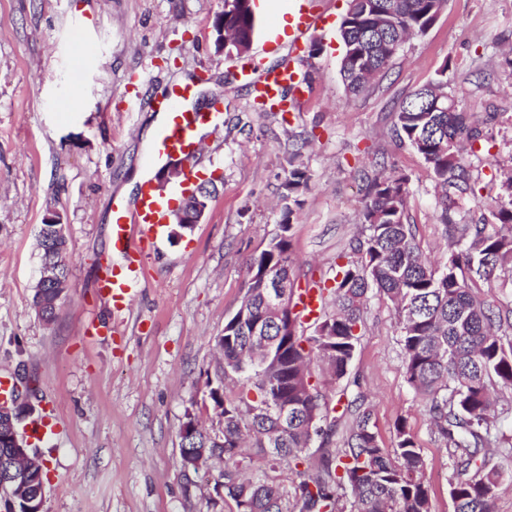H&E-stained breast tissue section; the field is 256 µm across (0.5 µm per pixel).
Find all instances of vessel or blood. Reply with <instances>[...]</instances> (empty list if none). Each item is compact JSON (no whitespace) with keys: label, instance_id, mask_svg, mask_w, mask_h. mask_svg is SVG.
I'll list each match as a JSON object with an SVG mask.
<instances>
[{"label":"vessel or blood","instance_id":"vessel-or-blood-1","mask_svg":"<svg viewBox=\"0 0 512 512\" xmlns=\"http://www.w3.org/2000/svg\"><path fill=\"white\" fill-rule=\"evenodd\" d=\"M246 84L253 100L270 112L298 111L307 95L290 63L248 73ZM194 96L192 84L175 83L163 95L148 101L149 108L164 115L148 161L150 170L163 169L175 158L181 159L185 168L169 197L159 196L153 181L148 180L143 183L135 206L113 200L111 245L113 253L122 256L123 261L104 267L97 278L98 292L113 312L127 309L143 273L145 256L158 241L159 227L167 223L174 202L201 176L196 165L200 129L224 123L221 111L190 109L188 103Z\"/></svg>","mask_w":512,"mask_h":512}]
</instances>
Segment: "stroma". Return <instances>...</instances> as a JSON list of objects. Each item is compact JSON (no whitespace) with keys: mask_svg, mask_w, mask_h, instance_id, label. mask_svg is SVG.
I'll use <instances>...</instances> for the list:
<instances>
[{"mask_svg":"<svg viewBox=\"0 0 512 512\" xmlns=\"http://www.w3.org/2000/svg\"><path fill=\"white\" fill-rule=\"evenodd\" d=\"M326 21L302 41L318 44L298 67L311 90L301 109L257 112L237 61L216 52L213 22L222 0H0V373L18 380L31 405L20 431L43 461V512H236L216 489L218 460L198 470L180 465L187 415L218 422L210 391L237 397L223 381L217 341L247 288V262L265 249L283 219L281 185L288 151L311 176L292 219L295 288L331 277L338 255L358 234L365 175L377 166L409 178V223L422 251L440 257L430 172L393 133L399 103L446 71L460 111L486 120L488 139L473 163L478 179L466 210H495L501 173L512 167V0H448L434 25L404 44L362 94L339 74L338 28L348 0H315ZM256 30L248 63L267 68L271 27L288 0H254ZM98 47L81 82H73V33ZM197 80L199 100L220 98L221 131L205 129L201 169L218 191L200 224L174 235L166 225L145 258V275L120 317L98 296L101 263H119L111 247L113 199L134 201L156 113L139 104ZM80 91L83 107L67 104ZM495 121H487L489 113ZM59 214L68 237L70 286L58 318L45 324L32 308L39 276L37 239L46 216ZM118 322L110 336H88V320ZM365 330L347 376L311 370L323 401L364 395L382 447L395 446L405 420L426 462L431 512H454L458 473L416 398L401 362L392 304L371 296ZM42 423L44 439L31 435Z\"/></svg>","mask_w":512,"mask_h":512,"instance_id":"1","label":"stroma"}]
</instances>
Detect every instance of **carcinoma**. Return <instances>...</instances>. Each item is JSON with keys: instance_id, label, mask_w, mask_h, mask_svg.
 <instances>
[{"instance_id": "carcinoma-1", "label": "carcinoma", "mask_w": 512, "mask_h": 512, "mask_svg": "<svg viewBox=\"0 0 512 512\" xmlns=\"http://www.w3.org/2000/svg\"><path fill=\"white\" fill-rule=\"evenodd\" d=\"M447 0H397L396 15L377 27L379 11L388 0H349L341 18L343 45L340 75L346 90L365 91L370 79L388 68L395 43L414 32L424 34L446 7ZM255 33L251 2L242 0L226 33ZM448 68L413 91L396 112L394 132L428 165L436 191L437 224L449 241L448 255L432 260L407 222L409 178L396 172L369 180L362 212L364 231L349 243L336 264L327 297L320 302L332 313L316 317L314 335L299 334L304 315L288 307V335L268 316V289L290 282L292 224L309 188L306 169L288 158L282 183L286 220L267 246L248 261L247 289L218 340L224 354V378H236L241 391L226 398L210 390L224 415V446L199 435L198 447L208 449L202 462L222 458L224 493L237 512H430L428 486L422 479L425 461L401 419L395 425L396 448L381 447L374 412L362 395L345 412L352 421L342 446L334 447L338 419L329 416L316 385L311 383L313 359H325L340 381L348 374L364 323L370 293L389 300L395 309L401 359L406 380L425 399L436 433L464 471L474 477L450 484L455 512H494L502 475L490 448L512 455V441L496 427L490 388L512 390V319L491 299L496 269L512 272V170L504 172L505 196L493 221L470 222L460 201L475 192L471 165L463 143L474 145L486 134L480 123L457 109L448 94ZM288 407L281 420L280 408ZM275 470L288 461L299 477L288 491L267 474H242L244 437ZM322 450L317 463L307 454L314 441Z\"/></svg>"}]
</instances>
